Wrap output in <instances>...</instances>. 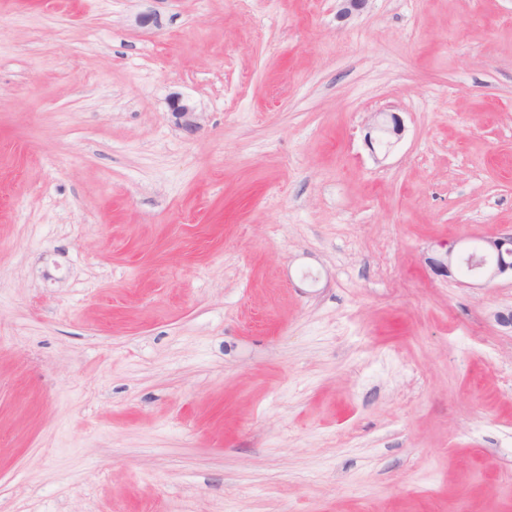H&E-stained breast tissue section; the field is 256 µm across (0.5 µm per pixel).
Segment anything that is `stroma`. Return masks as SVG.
<instances>
[{
    "mask_svg": "<svg viewBox=\"0 0 512 512\" xmlns=\"http://www.w3.org/2000/svg\"><path fill=\"white\" fill-rule=\"evenodd\" d=\"M339 10L0 0V512H512V0ZM481 243L480 253L456 251L449 245L444 253L430 258L431 268L436 274L449 277L455 269L465 265L476 277L487 281L505 273L512 275V233L483 238Z\"/></svg>",
    "mask_w": 512,
    "mask_h": 512,
    "instance_id": "35a3bbf8",
    "label": "stroma"
}]
</instances>
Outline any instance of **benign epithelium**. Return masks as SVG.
Segmentation results:
<instances>
[{"instance_id": "1", "label": "benign epithelium", "mask_w": 512, "mask_h": 512, "mask_svg": "<svg viewBox=\"0 0 512 512\" xmlns=\"http://www.w3.org/2000/svg\"><path fill=\"white\" fill-rule=\"evenodd\" d=\"M172 114L177 123L193 128L197 125L196 112L189 103L177 97L172 103ZM480 252L457 251L450 245L444 253L430 259L431 268L438 275L449 277L461 266H467L478 278L491 281L505 273L512 274V233L503 232L481 240Z\"/></svg>"}]
</instances>
